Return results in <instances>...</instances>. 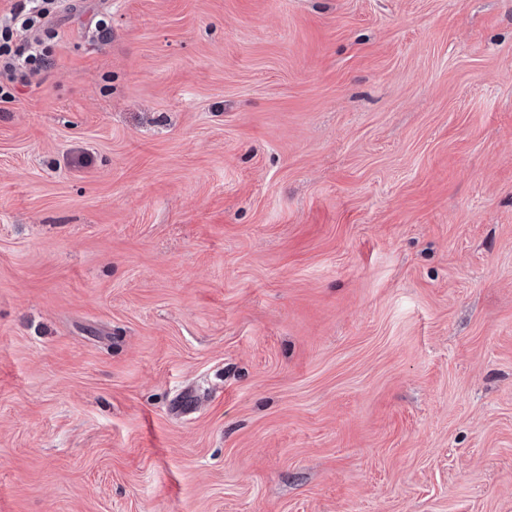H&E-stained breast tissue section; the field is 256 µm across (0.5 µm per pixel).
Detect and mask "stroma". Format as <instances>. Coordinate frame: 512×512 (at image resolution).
<instances>
[{
    "mask_svg": "<svg viewBox=\"0 0 512 512\" xmlns=\"http://www.w3.org/2000/svg\"><path fill=\"white\" fill-rule=\"evenodd\" d=\"M53 25L0 112V512H512V0Z\"/></svg>",
    "mask_w": 512,
    "mask_h": 512,
    "instance_id": "1",
    "label": "stroma"
}]
</instances>
